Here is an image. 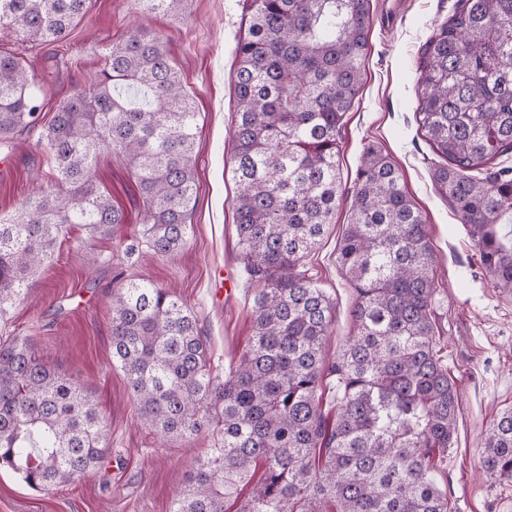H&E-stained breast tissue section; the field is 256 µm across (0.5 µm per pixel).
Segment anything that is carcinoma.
<instances>
[{"label": "carcinoma", "instance_id": "carcinoma-1", "mask_svg": "<svg viewBox=\"0 0 512 512\" xmlns=\"http://www.w3.org/2000/svg\"><path fill=\"white\" fill-rule=\"evenodd\" d=\"M89 0H0V30L54 42ZM181 15L186 0H135ZM371 0H250L234 47L236 232L259 285L254 336L224 376L207 369L196 316L151 282L112 292V361L140 420L163 438L218 435L171 512H448L437 475L457 424V395L432 323L436 255L398 168L364 148L343 184L339 137L358 97ZM416 122L446 163L432 178L475 241L493 288L512 292V0H456L419 59ZM23 57L0 50V143L39 123ZM196 117L159 38L112 43L101 79L61 101L38 146L56 176L0 222V318L23 302L76 224L114 235L121 211L95 181L104 151L142 198L145 246L169 257L188 241ZM351 198L338 261L357 292L353 336L323 356L335 304L305 259ZM336 378V412L320 394ZM110 426L93 396L44 364L28 337L0 336V467L46 491L90 475ZM481 470L512 481V409L484 433Z\"/></svg>", "mask_w": 512, "mask_h": 512}]
</instances>
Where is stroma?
I'll return each instance as SVG.
<instances>
[{
  "label": "stroma",
  "instance_id": "stroma-1",
  "mask_svg": "<svg viewBox=\"0 0 512 512\" xmlns=\"http://www.w3.org/2000/svg\"><path fill=\"white\" fill-rule=\"evenodd\" d=\"M454 2L372 0L362 90L342 129V173L344 182L353 181L364 145H375L397 166L428 224L438 260L432 320L459 404L454 446L438 476L451 512H512V483L478 472L483 431L512 408V292L491 288L473 240L432 180L438 157L414 120L421 48ZM246 27V0H189L179 18L147 11L133 0H91L83 18L57 42L0 35V49L27 62L44 104L42 124L51 121L60 101L95 82L109 44L135 28L159 36L192 98L198 124L196 202L187 219L189 241L180 252L162 258L142 247L126 254V244L143 234L142 200L123 162L101 153L97 180L125 213L126 224L113 239L89 240L83 230L71 229L27 300L0 321V336L31 337L44 363L93 395L110 424L111 448L88 477L46 491L0 468V512H171L194 461L213 447L211 433L164 443L141 423L124 374L112 362L110 297L123 274L179 298L199 320L215 374H227L249 349L254 285L237 248V184L228 135L237 110L233 49ZM40 133V127L25 130L0 145L2 219L13 217L23 200L53 178L52 164L37 145ZM349 217L348 204H341L306 260L336 303L335 325L323 344L330 360L352 334L355 291L337 262Z\"/></svg>",
  "mask_w": 512,
  "mask_h": 512
}]
</instances>
